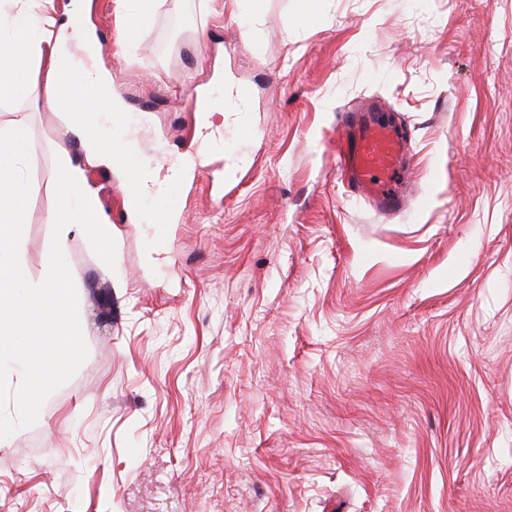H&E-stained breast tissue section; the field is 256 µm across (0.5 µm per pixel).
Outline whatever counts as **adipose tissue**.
I'll use <instances>...</instances> for the list:
<instances>
[{
	"mask_svg": "<svg viewBox=\"0 0 512 512\" xmlns=\"http://www.w3.org/2000/svg\"><path fill=\"white\" fill-rule=\"evenodd\" d=\"M18 2V7L5 14L8 32L0 33V88L27 86L34 78L32 65L41 66L42 100L80 146L79 156L64 153L57 160V203L49 216L59 227L53 249L63 253L67 235L76 226L91 228L99 240H111L112 226L97 204L88 168L118 166L117 148L137 150L141 144L133 138L106 139L87 133L89 122L118 121L124 110L123 101L113 93L111 72L97 63L100 43L91 23L93 0H70L61 13L55 0ZM81 60L96 89L93 112L83 110L81 96L66 81L67 73Z\"/></svg>",
	"mask_w": 512,
	"mask_h": 512,
	"instance_id": "obj_1",
	"label": "adipose tissue"
}]
</instances>
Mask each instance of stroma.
<instances>
[{"mask_svg":"<svg viewBox=\"0 0 512 512\" xmlns=\"http://www.w3.org/2000/svg\"><path fill=\"white\" fill-rule=\"evenodd\" d=\"M93 22L125 101L106 135L212 145L178 224L89 168L112 242L65 251L89 356L0 441V512H512V0H266L247 28L155 0L124 49L110 0ZM195 90L223 124L200 131ZM41 98L0 94L31 130L32 282L77 151ZM369 101L425 205L381 213L334 165Z\"/></svg>","mask_w":512,"mask_h":512,"instance_id":"35a3bbf8","label":"stroma"}]
</instances>
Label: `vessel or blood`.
Wrapping results in <instances>:
<instances>
[{"instance_id":"obj_1","label":"vessel or blood","mask_w":512,"mask_h":512,"mask_svg":"<svg viewBox=\"0 0 512 512\" xmlns=\"http://www.w3.org/2000/svg\"><path fill=\"white\" fill-rule=\"evenodd\" d=\"M406 153V138L401 129L373 122L343 123L340 132L338 163L349 186L384 213L404 205V195L393 188L392 179ZM183 189L180 179L172 178L161 187L164 201L149 214L153 224H177L183 219L174 205Z\"/></svg>"}]
</instances>
